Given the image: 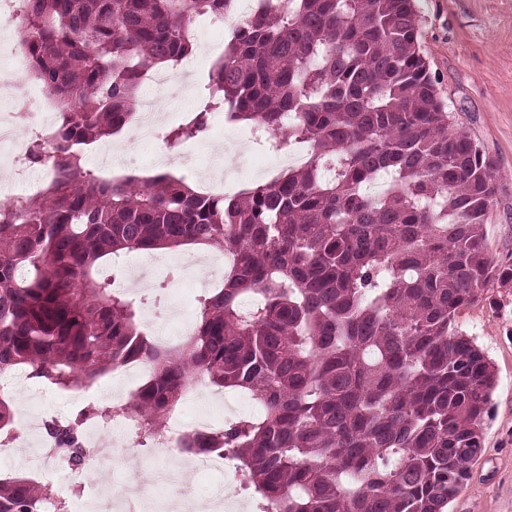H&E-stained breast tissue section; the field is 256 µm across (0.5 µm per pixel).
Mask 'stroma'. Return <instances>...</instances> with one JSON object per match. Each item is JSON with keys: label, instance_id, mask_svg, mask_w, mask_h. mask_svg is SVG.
<instances>
[{"label": "stroma", "instance_id": "1", "mask_svg": "<svg viewBox=\"0 0 512 512\" xmlns=\"http://www.w3.org/2000/svg\"><path fill=\"white\" fill-rule=\"evenodd\" d=\"M415 8L420 51L451 116L496 162L498 192L485 220L486 248L493 264H512V0H415ZM198 141L207 147L205 163L228 151L235 167L261 154L255 142L241 143L234 131L211 125ZM138 292L157 311L178 300L190 314L198 312L196 295L168 281L165 269L141 280ZM453 329L474 338L492 363L496 386L482 426L483 454L446 512H512V280H490L481 300L456 314ZM66 396L27 379L12 398L16 428L24 429L33 402L79 416L85 403ZM32 474L52 489L65 479L58 464L29 447L0 465L1 478Z\"/></svg>", "mask_w": 512, "mask_h": 512}]
</instances>
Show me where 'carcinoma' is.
Here are the masks:
<instances>
[{
  "label": "carcinoma",
  "instance_id": "obj_1",
  "mask_svg": "<svg viewBox=\"0 0 512 512\" xmlns=\"http://www.w3.org/2000/svg\"><path fill=\"white\" fill-rule=\"evenodd\" d=\"M233 0H27L17 37L57 100L54 132L29 159L44 190L0 203V372L58 389L151 362L117 412L143 447L195 378L261 406L183 437L193 455L231 452L240 479L277 512H444L483 453L494 372L451 330L486 283L495 165L455 128L419 50L414 0H257L213 63L205 105L169 132L175 147L207 113L257 127L258 141L311 147L307 163L234 196L184 176L104 177L83 147L120 133L142 77L190 54L188 26ZM383 190L366 194L380 173ZM203 245L226 256L177 349L142 330V298L100 275L133 249ZM111 409L95 412L106 418ZM81 422L45 425L62 461L90 459ZM15 432L0 393V436ZM70 512L26 477L0 479V512Z\"/></svg>",
  "mask_w": 512,
  "mask_h": 512
}]
</instances>
